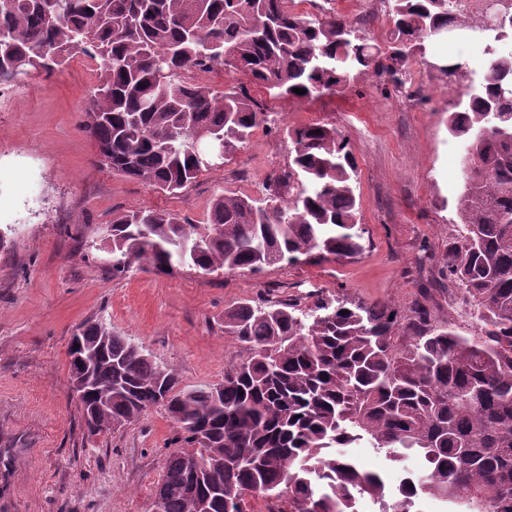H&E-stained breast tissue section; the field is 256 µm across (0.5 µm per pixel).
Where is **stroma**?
I'll return each instance as SVG.
<instances>
[{"label":"stroma","mask_w":512,"mask_h":512,"mask_svg":"<svg viewBox=\"0 0 512 512\" xmlns=\"http://www.w3.org/2000/svg\"><path fill=\"white\" fill-rule=\"evenodd\" d=\"M334 7L352 19L370 16L367 38L385 43L389 19L377 0H336ZM463 20L457 50L478 82L488 66L483 18L467 13ZM97 67L79 53L62 70L0 84V448L8 451L0 512H153L175 430L154 408L108 435L87 433L69 396L68 346L82 323L110 324L174 364L183 385L213 384L244 355L224 334L225 308L318 291L409 306L421 289L433 287L459 235L463 147L447 121L463 82L417 61L400 90H384L363 75L345 90L297 102L217 69L202 78L212 90L245 86L288 125L321 123L348 139L359 174L363 251L349 261L276 265L258 276L201 275L186 267L113 278L107 252L85 249L84 237L137 208L207 223L217 192L259 197L287 162L288 144L256 128L230 161L178 195L113 173L100 165L82 126ZM425 242L432 258L420 249ZM352 454L392 486L417 467L415 459L393 462L373 448Z\"/></svg>","instance_id":"35a3bbf8"}]
</instances>
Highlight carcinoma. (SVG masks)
Wrapping results in <instances>:
<instances>
[{"label":"carcinoma","instance_id":"cac0c4a2","mask_svg":"<svg viewBox=\"0 0 512 512\" xmlns=\"http://www.w3.org/2000/svg\"><path fill=\"white\" fill-rule=\"evenodd\" d=\"M52 2L0 0V84L19 81L18 61L53 72L75 52L99 60L84 130L112 171L177 194L207 170L199 140L224 137L226 161L261 125L291 144L264 198L217 193L206 224L151 209L113 217L114 279L186 266L257 275L363 251L358 168L342 134L272 119L244 87L217 94L189 70L244 73L292 100L360 75L397 89L410 63L444 41L432 30L462 26L458 0H385L384 47L366 37L363 17H313L289 0H69L61 13ZM499 10L497 27L482 28L488 73L448 112V132L476 147L479 163L463 173L462 230L438 275L455 286L458 309L475 311L477 335H459L453 315L419 300L248 299L224 310V335L246 356L223 381L185 387L175 366L107 323L78 328L70 371L91 372L99 431L136 423L155 393L169 394L163 410L180 447L155 490L163 512H250V497L281 504L270 512H358L364 498L376 512H419L422 496L453 512H512V0ZM436 68L469 78L464 63ZM359 444L393 462L413 456L419 470L391 490L329 453ZM189 457L224 486L200 510L185 493Z\"/></svg>","mask_w":512,"mask_h":512}]
</instances>
